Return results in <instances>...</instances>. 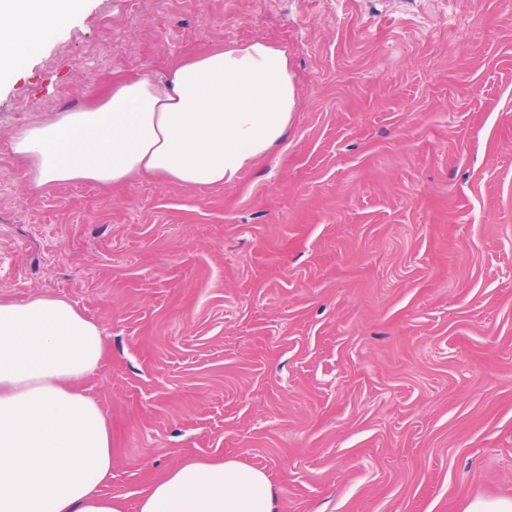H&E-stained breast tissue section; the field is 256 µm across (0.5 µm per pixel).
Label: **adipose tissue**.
<instances>
[{
	"label": "adipose tissue",
	"mask_w": 512,
	"mask_h": 512,
	"mask_svg": "<svg viewBox=\"0 0 512 512\" xmlns=\"http://www.w3.org/2000/svg\"><path fill=\"white\" fill-rule=\"evenodd\" d=\"M85 0H0V77L67 26ZM297 108L288 55L257 38L222 44L55 112L11 141L36 188L153 176L229 185L283 144ZM108 351L69 299H0V512H124L104 494L112 428L83 390ZM138 512H279L268 474L235 458L189 459L153 481Z\"/></svg>",
	"instance_id": "ef3b65f1"
}]
</instances>
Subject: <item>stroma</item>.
<instances>
[{
    "instance_id": "35a3bbf8",
    "label": "stroma",
    "mask_w": 512,
    "mask_h": 512,
    "mask_svg": "<svg viewBox=\"0 0 512 512\" xmlns=\"http://www.w3.org/2000/svg\"><path fill=\"white\" fill-rule=\"evenodd\" d=\"M255 38L297 109L236 183L31 188L19 128ZM41 294L107 336L126 512L221 456L281 512L512 497V0H87L0 80V297Z\"/></svg>"
}]
</instances>
